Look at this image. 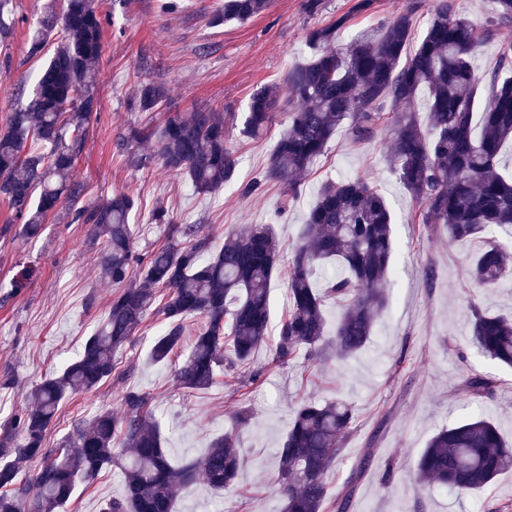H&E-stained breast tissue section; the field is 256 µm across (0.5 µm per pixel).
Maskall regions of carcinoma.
<instances>
[{"instance_id": "obj_1", "label": "carcinoma", "mask_w": 512, "mask_h": 512, "mask_svg": "<svg viewBox=\"0 0 512 512\" xmlns=\"http://www.w3.org/2000/svg\"><path fill=\"white\" fill-rule=\"evenodd\" d=\"M10 4L0 0L1 46L15 34ZM421 4L413 0L407 10L343 47L336 46V31L346 18L311 30L310 58L288 70L285 87L265 85L252 94L241 133H264L286 96L287 125L264 179L280 181L289 202L338 129L361 140L387 124L388 165L417 203L412 223L435 225L450 242L483 237L470 277L477 288H497L512 275V175L500 169L502 147L512 142V40L500 43L497 67L479 74L474 51L488 30L461 14L456 0H439L421 42L409 52ZM269 6L270 0H224L211 23L245 22ZM51 38L54 51L26 105L11 112L0 131V201L30 236L49 215L69 206L71 223L89 225L91 235L103 240L99 271L117 291L77 359L36 384L25 409L0 421V512H57L78 483L94 479L107 465L121 470L124 493L105 500L101 512H174L182 489L199 476L217 491L232 485L241 466L236 432L213 438L201 459L175 466L147 396L133 389L124 396L122 412L104 408L88 420H74L61 448L47 447V431L66 397L92 391L116 373V354L133 341L152 310L166 324L150 349L155 363L169 361L185 344L187 318H204L174 371L181 389L208 388L221 367L234 375L247 371L252 381L260 378L262 371L251 364L270 339L277 239L272 225L255 224L245 234H228L224 246L214 250L198 225L178 224L159 208L151 223L167 225L168 243L140 254L129 224L134 197L119 193L81 205L84 187L74 167L97 111L102 49V18L94 0H63L60 11L53 0L48 3L29 32V54H40ZM422 92L429 101L424 123L414 109ZM483 96L487 105L477 134L473 121ZM165 97L163 85L141 81L131 103L140 112H154ZM134 141L153 142V154L139 163L160 160L187 176L199 194L233 180L237 159L224 146L219 112L171 113L151 132L131 128L119 134L114 147L125 153ZM391 224L387 202L368 181H327L320 187L289 264L291 307L278 327L273 361L286 364L303 350L313 358L344 361L366 347L387 307L382 284L394 250ZM332 301L342 305V313L331 333L326 307ZM471 311L472 344L488 359L512 366V319L474 304ZM463 388L474 398L490 396L493 380L473 374ZM354 418L353 406L341 396L296 404L275 478L283 512H348L369 455L334 496L326 477L342 457ZM37 460L38 468L30 469ZM511 469L512 448L492 420L476 416L432 437L415 483L422 489L437 483L464 496Z\"/></svg>"}]
</instances>
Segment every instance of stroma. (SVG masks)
<instances>
[{
  "label": "stroma",
  "instance_id": "1",
  "mask_svg": "<svg viewBox=\"0 0 512 512\" xmlns=\"http://www.w3.org/2000/svg\"><path fill=\"white\" fill-rule=\"evenodd\" d=\"M44 2L12 0L17 30L9 46H0V130L9 113L26 102L45 62L29 55L27 38ZM355 2L324 0L322 11L312 15L304 11L303 0H273L267 11L246 22L218 26L211 18L223 0H178L173 13L162 12L159 0H105L102 6L98 108L74 176L84 185L83 203L119 192L136 198L129 222L137 252L147 253L166 239V225L150 221L159 206L176 222L198 225L217 248L228 233L272 225L281 270L270 292V322L276 327L288 314L284 272L322 183L364 178L385 198L393 217L396 248L383 284L388 306L356 356L339 362L302 353L277 365L267 345L253 357L262 371L259 382L220 372L208 388L189 392L176 386L173 364L149 360L163 326L162 316L152 314L116 356L118 369H132L130 380L112 379L61 404L47 434L52 447L68 436L76 418L91 417L102 407L121 411L127 387L137 388L148 395L177 464L201 457L213 437L247 412L238 479L221 492L196 480L183 491L176 512H281L274 475L292 408L310 396L337 395L352 404L355 422L343 443L345 457L327 478L330 492L341 489L363 456L371 458L349 512H512V470L462 497L442 486L421 491L411 481L430 438L448 424L481 414L512 443V369L489 361L469 341L471 302L494 314H512V281L479 294L469 278L476 242L452 244L436 227L412 224L417 205L386 160L389 128L379 127L359 142L339 130L292 203H284L275 182L252 195L242 192L261 177L284 129L277 121L261 137L241 134L253 92L283 84L289 68L307 58L312 28L344 19L337 33L344 44L402 13L410 0H374L370 11L358 14L352 10ZM138 80L166 87L160 111L132 107V85ZM200 107L224 114V143L238 161L234 181L215 193L196 194L188 179L161 162L137 167L113 147L115 137L130 127H152L165 113ZM9 217L0 204V420L24 409L31 388L78 355L106 317L113 293L95 270L100 241L89 236L87 225L70 223L66 209L50 217L35 237ZM472 373L494 380L492 397L461 393ZM122 491L121 473L104 470L92 485H78L62 512H100L104 499Z\"/></svg>",
  "mask_w": 512,
  "mask_h": 512
}]
</instances>
